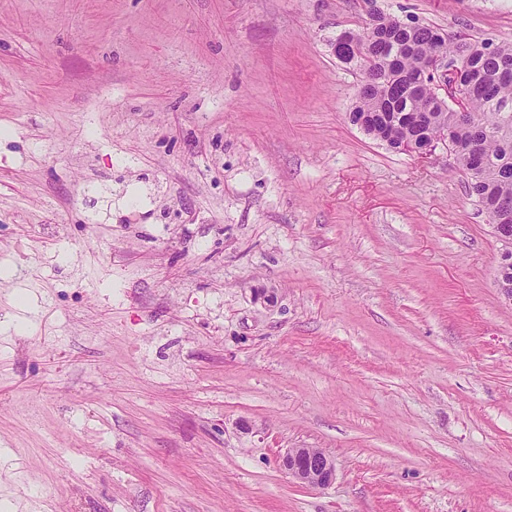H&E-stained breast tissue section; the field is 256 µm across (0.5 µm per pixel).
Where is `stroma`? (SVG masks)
<instances>
[{
	"instance_id": "stroma-1",
	"label": "stroma",
	"mask_w": 512,
	"mask_h": 512,
	"mask_svg": "<svg viewBox=\"0 0 512 512\" xmlns=\"http://www.w3.org/2000/svg\"><path fill=\"white\" fill-rule=\"evenodd\" d=\"M378 6L512 40V0ZM365 18L0 0L11 512H512L504 246L446 146L349 123L331 43ZM281 463L292 478L308 486L324 488L334 480L333 461L322 449L304 452L301 448H291L282 457Z\"/></svg>"
}]
</instances>
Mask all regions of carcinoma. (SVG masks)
Here are the masks:
<instances>
[{
    "instance_id": "carcinoma-1",
    "label": "carcinoma",
    "mask_w": 512,
    "mask_h": 512,
    "mask_svg": "<svg viewBox=\"0 0 512 512\" xmlns=\"http://www.w3.org/2000/svg\"><path fill=\"white\" fill-rule=\"evenodd\" d=\"M336 40L356 48L347 68L368 78L352 115L367 117L371 136L394 146L415 136L448 142L489 223L512 229V41L444 38L437 26H405L381 10ZM438 53L457 65L455 81L467 94L459 118L432 85Z\"/></svg>"
}]
</instances>
